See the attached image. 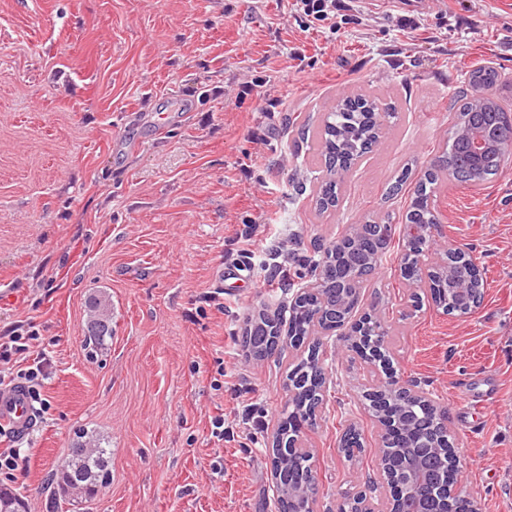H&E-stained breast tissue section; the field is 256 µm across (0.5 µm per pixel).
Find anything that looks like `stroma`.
<instances>
[{
  "instance_id": "35a3bbf8",
  "label": "stroma",
  "mask_w": 512,
  "mask_h": 512,
  "mask_svg": "<svg viewBox=\"0 0 512 512\" xmlns=\"http://www.w3.org/2000/svg\"><path fill=\"white\" fill-rule=\"evenodd\" d=\"M402 14L392 0L328 24L287 0H0V337L36 335L0 370L50 361L33 431H0V449L28 452L24 472L0 474L26 512H277L269 442L286 366L234 352L245 318L287 307L296 261L337 230L405 212L471 68L497 70L491 93L512 105V0H424L416 31ZM361 92L395 108L393 128L317 212L315 133ZM436 209L443 244L483 271L482 305L463 318L414 308L397 248L363 303L392 326L397 376L447 410L480 512H512V160L477 188L441 182ZM247 224L277 250L276 280L243 254ZM99 293L113 334L91 354ZM323 349L329 396L306 436L315 512H336L375 476L379 428L357 398L366 365L334 338ZM343 422L367 442L359 462L338 450ZM82 430L112 451L109 483L86 500L53 480Z\"/></svg>"
}]
</instances>
